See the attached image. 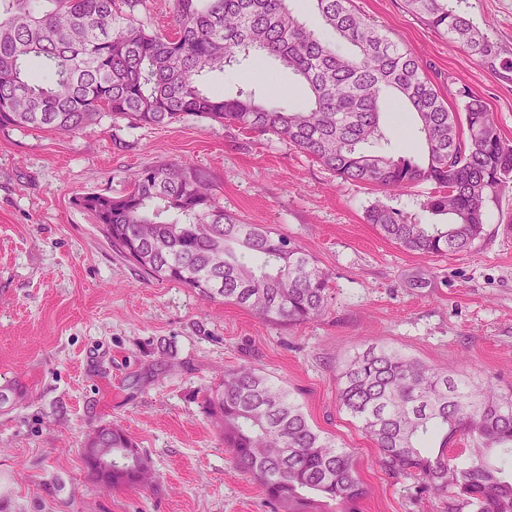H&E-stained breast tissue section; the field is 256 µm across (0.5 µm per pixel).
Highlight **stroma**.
Listing matches in <instances>:
<instances>
[{
    "label": "stroma",
    "mask_w": 512,
    "mask_h": 512,
    "mask_svg": "<svg viewBox=\"0 0 512 512\" xmlns=\"http://www.w3.org/2000/svg\"><path fill=\"white\" fill-rule=\"evenodd\" d=\"M356 5L420 60L449 109L482 98L512 144V75L481 65L404 0ZM462 8L512 58V0ZM246 84L277 106L308 98L274 61L208 80L221 93ZM383 125L398 154L418 156L414 114L388 105ZM163 161L199 169L226 213L309 252L331 276L326 315L270 322L146 277L119 254L76 199L121 196L134 172ZM429 190L346 182L275 136L196 116L164 126L107 117L75 134L0 128V386L9 395L0 403V512H276L203 408L225 369L246 362L345 446L366 487L360 512H444L413 481L380 469L337 400L343 366L370 345L512 392V183L487 200L484 233L462 253L408 252L367 223L376 203L412 222L447 223L426 209ZM105 425L125 429L148 456L150 484L107 488L88 475L83 448Z\"/></svg>",
    "instance_id": "1"
}]
</instances>
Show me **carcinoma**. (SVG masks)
<instances>
[{"label":"carcinoma","instance_id":"cac0c4a2","mask_svg":"<svg viewBox=\"0 0 512 512\" xmlns=\"http://www.w3.org/2000/svg\"><path fill=\"white\" fill-rule=\"evenodd\" d=\"M289 2L173 0L168 34L124 19L116 0H0V127L76 134L105 117L154 126L192 115L273 135L344 181L386 192L432 185L425 208L448 223L412 224L381 204L367 222L408 252L471 248L484 231L486 200L512 182V144L485 102L470 96L449 111L421 62L353 0H311L322 32ZM405 3L482 65L512 72V59L448 0ZM268 58L308 87L304 105H266L248 85L233 95L203 88L212 72ZM35 68L46 78L33 79ZM387 94L416 115L423 158L395 155L382 128ZM78 204L113 248L158 280L290 325L328 311L330 277L314 258L288 237L226 214L196 168H143L126 194L90 192ZM337 400L373 440L381 469L415 480L417 493L446 512H512V394L371 346L343 369ZM204 409L235 466L281 512H359L366 490L351 454L254 366L224 370ZM457 437L470 443L463 461L449 454ZM92 439L112 449L110 472L85 458L95 481L146 484L149 458L122 428L99 427Z\"/></svg>","mask_w":512,"mask_h":512}]
</instances>
